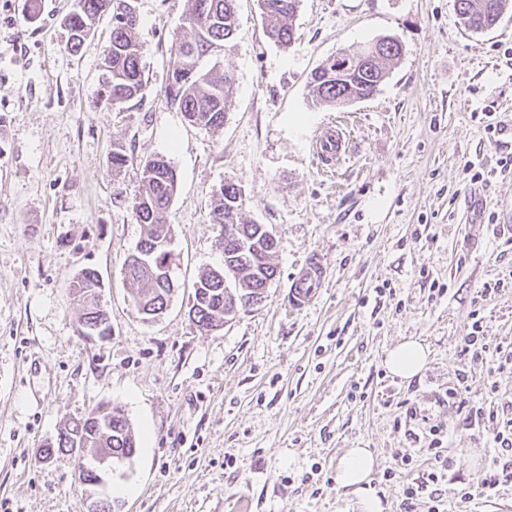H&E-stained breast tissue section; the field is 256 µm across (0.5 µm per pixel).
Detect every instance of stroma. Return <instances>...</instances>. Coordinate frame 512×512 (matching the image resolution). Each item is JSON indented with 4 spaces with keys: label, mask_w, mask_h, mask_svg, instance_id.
I'll list each match as a JSON object with an SVG mask.
<instances>
[{
    "label": "stroma",
    "mask_w": 512,
    "mask_h": 512,
    "mask_svg": "<svg viewBox=\"0 0 512 512\" xmlns=\"http://www.w3.org/2000/svg\"><path fill=\"white\" fill-rule=\"evenodd\" d=\"M76 3L0 0V512H87L74 456L41 449L67 421L116 406L137 440L108 490L120 512H358L336 485L348 448L373 451L385 512L439 457L447 512L465 492L468 512H512V482L480 486L512 419V172L499 169L512 157V10L471 32L455 0H302L282 48L257 0H236L233 39L205 60L234 73L235 93L223 128L205 130L164 95L191 0H135L146 87L121 112L100 101L111 18L79 54L65 48ZM383 37L402 55L377 93L315 104L316 66ZM338 120L350 153L332 171L313 141ZM117 144L131 158L116 173ZM149 156L179 177L176 289L152 321L123 274ZM472 164L489 181H472ZM228 182L244 219L272 227L276 276L260 304L205 331L189 303L224 263L208 212ZM315 255L323 286L294 309L292 279ZM86 267L107 336L85 335L70 291ZM475 310L490 346L480 361L462 350ZM406 336L431 351L408 382L384 365ZM463 375L470 404L495 414L478 433L448 402Z\"/></svg>",
    "instance_id": "1"
}]
</instances>
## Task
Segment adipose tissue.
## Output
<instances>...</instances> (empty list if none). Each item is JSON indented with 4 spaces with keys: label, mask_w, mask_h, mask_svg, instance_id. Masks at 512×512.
I'll return each instance as SVG.
<instances>
[{
    "label": "adipose tissue",
    "mask_w": 512,
    "mask_h": 512,
    "mask_svg": "<svg viewBox=\"0 0 512 512\" xmlns=\"http://www.w3.org/2000/svg\"><path fill=\"white\" fill-rule=\"evenodd\" d=\"M428 359L427 346L411 337L389 350L385 365L394 376L409 380L424 369ZM373 470V454L367 448L346 449L338 459L336 483L355 497L359 512H384L382 500L371 484Z\"/></svg>",
    "instance_id": "ef3b65f1"
}]
</instances>
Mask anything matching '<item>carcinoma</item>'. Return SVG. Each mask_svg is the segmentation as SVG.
<instances>
[{
	"instance_id": "1",
	"label": "carcinoma",
	"mask_w": 512,
	"mask_h": 512,
	"mask_svg": "<svg viewBox=\"0 0 512 512\" xmlns=\"http://www.w3.org/2000/svg\"><path fill=\"white\" fill-rule=\"evenodd\" d=\"M301 0H261L264 33L273 43L287 47L294 38L293 20ZM456 12L465 29L479 32L497 25L512 0H455ZM131 0H78V9L64 20L69 36L66 49L77 54L90 34L95 18L112 16V35L105 49L106 76L102 101L106 108L121 112L138 98L144 87L142 50L137 38L139 16L129 10ZM235 0H192L184 18L186 34L171 47L165 95L177 106L184 119L204 129L224 126L226 106L233 94L234 74L214 64L202 65L208 56L224 49L235 30ZM401 55V47L387 44L370 53L368 59L343 81L336 80V69L352 62L350 55L327 58L311 73L316 101L341 107L351 98L372 96ZM178 190L175 169L162 157L142 163V189L131 210L141 224L143 236L124 264L125 278L134 285L132 300L150 318L167 306L174 291L167 277L172 252L170 205ZM241 190L234 183L224 184L211 201L210 223L221 227L219 242L224 245V267L211 270L194 283L188 314L194 324L209 330L224 319L233 298L242 296L261 301L275 277L271 257L275 238L266 224L242 219ZM101 280L93 268H85L71 283L81 302V323L103 336L110 330L101 308ZM94 448H110L112 454L131 459L136 452L131 425L124 411L115 407L105 415L88 413L65 424L56 439L44 445L43 453L80 454Z\"/></svg>"
}]
</instances>
